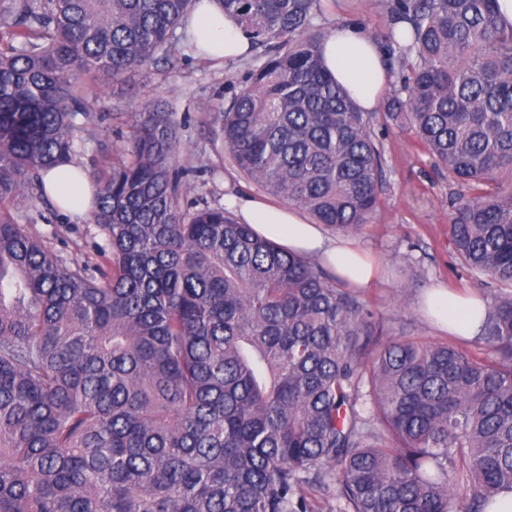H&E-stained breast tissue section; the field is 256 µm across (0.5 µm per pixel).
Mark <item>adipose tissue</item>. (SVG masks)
Here are the masks:
<instances>
[{"mask_svg": "<svg viewBox=\"0 0 512 512\" xmlns=\"http://www.w3.org/2000/svg\"><path fill=\"white\" fill-rule=\"evenodd\" d=\"M189 26L198 37L201 53L211 59H236L250 50V41L237 21L225 15L212 0H202ZM321 51L336 81L363 110L374 111L390 81L382 49L355 26L340 23L327 34ZM42 182L46 193L61 208L86 211L91 188L77 166L44 172ZM230 204L242 222L286 250L319 260L346 283L365 287L377 280L378 269L367 256L346 240L330 236L323 225L310 223L299 209L250 197L231 199ZM425 305L428 314L448 334L478 336L484 314L479 298L435 286L427 292ZM452 308L467 310V321L459 323L449 318Z\"/></svg>", "mask_w": 512, "mask_h": 512, "instance_id": "adipose-tissue-1", "label": "adipose tissue"}]
</instances>
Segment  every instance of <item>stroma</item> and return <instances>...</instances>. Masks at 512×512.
Here are the masks:
<instances>
[{"label":"stroma","mask_w":512,"mask_h":512,"mask_svg":"<svg viewBox=\"0 0 512 512\" xmlns=\"http://www.w3.org/2000/svg\"><path fill=\"white\" fill-rule=\"evenodd\" d=\"M392 2L320 0L321 27L353 24L376 43H384ZM256 63L252 55L216 63L186 50L176 62L152 65L120 84L100 76L89 86L88 96L105 120L94 140L85 144L81 165L90 166L114 146L109 113L131 111L135 103L157 96L181 127L184 148L179 163L187 171L189 198H201L213 206L233 197L265 198L259 185L228 162L223 143L215 140L202 112L206 104L228 107ZM375 132L383 147L384 183L376 213L349 239L379 263L380 276L357 294L373 310L384 338L413 335L447 340V333L423 310L428 288L442 285L484 296L492 287L489 277L472 276L461 267L448 240L450 203L469 196L470 191L436 161L409 122L382 119ZM38 209L42 217L34 221V232L68 258L82 260L105 240L91 213L68 214L52 203L39 204Z\"/></svg>","instance_id":"1"}]
</instances>
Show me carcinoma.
I'll list each match as a JSON object with an SVG mask.
<instances>
[{
	"instance_id": "1",
	"label": "carcinoma",
	"mask_w": 512,
	"mask_h": 512,
	"mask_svg": "<svg viewBox=\"0 0 512 512\" xmlns=\"http://www.w3.org/2000/svg\"><path fill=\"white\" fill-rule=\"evenodd\" d=\"M201 0H0V512H485L512 488V24L496 0H393L384 47L407 119L471 195L448 236L497 289L471 351L377 335L336 275L187 199L174 114L112 113L89 172L96 262L15 214L100 115L86 84L177 56ZM261 50L211 113L237 170L354 233L384 177L325 66L319 0H217Z\"/></svg>"
}]
</instances>
